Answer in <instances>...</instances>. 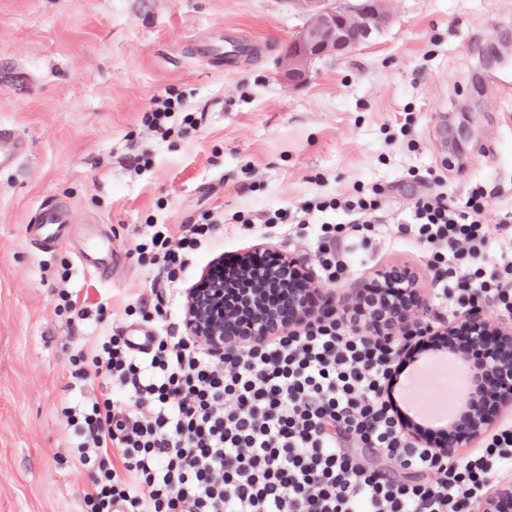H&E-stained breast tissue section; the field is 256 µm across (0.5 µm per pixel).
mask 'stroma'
<instances>
[{"instance_id": "obj_1", "label": "stroma", "mask_w": 512, "mask_h": 512, "mask_svg": "<svg viewBox=\"0 0 512 512\" xmlns=\"http://www.w3.org/2000/svg\"><path fill=\"white\" fill-rule=\"evenodd\" d=\"M387 8L389 23L362 47L317 61L293 88L276 71L304 22L294 0H0V127L29 142L21 166L0 175V512L86 510L93 473L74 466L75 433L57 409L80 348L156 303L183 309L206 266L259 243L317 272L312 246L288 223H265L267 213L396 182L399 193L381 201L392 214L430 172L458 201L477 179L493 191L485 223L512 206V94L498 92L484 48L470 41H512V0ZM220 37L248 46L233 66L193 55ZM169 87L197 119L188 135L164 137L142 121ZM47 204L70 206L74 222L69 245L45 252L28 230ZM208 213L223 218L215 239L180 282L153 284L136 243L151 225L177 233ZM103 232L124 257L105 281L78 259ZM356 256L355 271L328 288L336 298L392 265L431 298L419 244L382 242ZM63 288L88 319L59 309Z\"/></svg>"}]
</instances>
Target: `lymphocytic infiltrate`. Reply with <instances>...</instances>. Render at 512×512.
I'll return each mask as SVG.
<instances>
[{
	"label": "lymphocytic infiltrate",
	"mask_w": 512,
	"mask_h": 512,
	"mask_svg": "<svg viewBox=\"0 0 512 512\" xmlns=\"http://www.w3.org/2000/svg\"><path fill=\"white\" fill-rule=\"evenodd\" d=\"M393 190L358 186L299 204L301 231L311 215L343 217L319 224L313 238L322 281L346 279L352 245L390 232L426 246L438 306L512 317V210L487 225L482 184L458 203L436 178L391 229L378 211ZM215 224L209 216L178 236L152 225L136 251L157 279L175 282ZM363 316L356 308L317 319L221 358L161 321L141 344L120 327L98 337L77 354L74 376L94 372L109 391L60 404L76 429L73 461L97 473L84 495L89 512H473L512 468V423L454 462L410 447L391 396L404 371L402 340L360 331ZM360 448L375 449L410 481L385 480Z\"/></svg>",
	"instance_id": "1"
}]
</instances>
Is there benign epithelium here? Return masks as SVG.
<instances>
[{"mask_svg": "<svg viewBox=\"0 0 512 512\" xmlns=\"http://www.w3.org/2000/svg\"><path fill=\"white\" fill-rule=\"evenodd\" d=\"M306 21L288 44L278 64L277 78L294 86L303 85L312 64L325 57H342L365 43L388 19L386 0L338 3L336 0H296ZM305 260L281 254L265 268L252 266L243 255L231 266L218 260L188 289L184 305L185 332L214 355L227 350L266 341L311 318L330 314L332 295L307 278L308 287L297 288L290 276L304 272ZM400 282L410 300L383 297L377 300V320L381 326L397 331L414 322V315L425 306L416 295L411 273L400 270ZM248 279L252 288L243 303L224 306V293L233 284ZM437 328L442 348L464 361L462 351L481 347L483 363L466 369L467 391L460 398L459 412L441 431L435 452L449 459L460 449L480 438L492 423L493 412L512 405V322L493 320L483 307L457 315L454 321L439 319ZM483 512H512V482L500 481L486 495Z\"/></svg>", "mask_w": 512, "mask_h": 512, "instance_id": "1", "label": "benign epithelium"}]
</instances>
